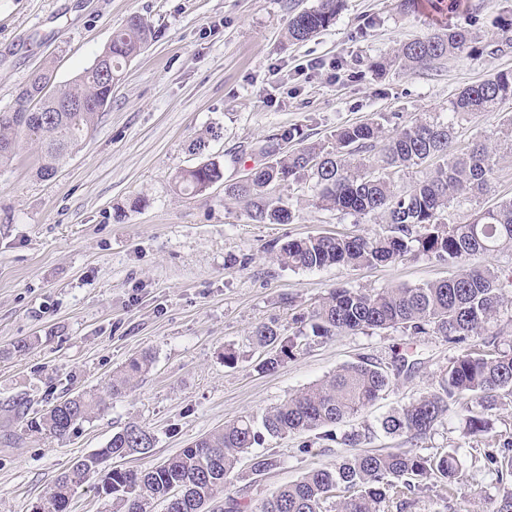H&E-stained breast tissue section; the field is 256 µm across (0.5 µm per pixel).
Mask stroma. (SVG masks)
<instances>
[{
	"label": "stroma",
	"instance_id": "1",
	"mask_svg": "<svg viewBox=\"0 0 512 512\" xmlns=\"http://www.w3.org/2000/svg\"><path fill=\"white\" fill-rule=\"evenodd\" d=\"M318 0H0V107L44 65L52 85L91 66L114 30L133 15L157 37L123 65L112 100L81 148L57 174H37L40 153L24 145L0 170V512H31L53 481L77 460L105 447L134 421L156 442L148 453L115 458L147 471L239 416L261 415L289 394L339 367L370 360L391 364L416 352L412 376L361 415L353 428H373L366 447L393 451L406 438L378 432L398 404L437 383L455 355L432 336L398 331L307 341L294 359L261 373L254 331L288 327L331 289L366 290L448 278L442 262L408 256L357 269L293 270L275 260L279 246L312 235H372L383 218L361 223L318 207L309 185L278 186L292 197V224H255L225 184L254 166L249 148L298 126L309 140L380 113L412 121L439 112L463 87L512 70V47L496 50L512 0H463L455 13L428 4L404 14L398 0H344L335 23L304 43L290 42V18ZM450 24L476 36L475 55L448 56L407 71L376 73L401 42ZM205 139L203 151L190 145ZM220 162L224 179L200 194L176 190L183 169ZM138 208H131L135 198ZM124 216L114 219L116 207ZM30 348L14 352L17 342ZM151 370L108 409L61 439L29 431L16 402L44 409L68 394L104 390L113 372L144 352ZM234 354V364L224 361ZM456 416L423 440L429 450L459 448L472 497L447 512H480L479 491L496 495L493 476L471 463ZM281 466L259 480L250 461L224 495L257 505L276 488L335 462L348 449L322 430L266 441Z\"/></svg>",
	"mask_w": 512,
	"mask_h": 512
}]
</instances>
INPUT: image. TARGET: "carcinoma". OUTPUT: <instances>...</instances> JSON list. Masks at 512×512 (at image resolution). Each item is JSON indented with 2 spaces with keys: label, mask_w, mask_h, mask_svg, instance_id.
<instances>
[{
  "label": "carcinoma",
  "mask_w": 512,
  "mask_h": 512,
  "mask_svg": "<svg viewBox=\"0 0 512 512\" xmlns=\"http://www.w3.org/2000/svg\"><path fill=\"white\" fill-rule=\"evenodd\" d=\"M343 0H319L316 7L293 16L288 37L305 42L334 24ZM156 38L143 18L131 17L112 34V40L93 64L71 82L43 94L50 77L36 72L24 90L0 112V169L11 164L23 143L37 146L42 154L39 175L53 177L62 162L77 150L112 98V86L121 76L123 62L137 55ZM474 37L465 28H443L425 38L403 43L392 59L376 63L381 72L399 63L408 70L427 67L448 55L470 54ZM512 100V71L464 87L448 100L444 112H428L411 124L398 113H381L369 122L340 128L324 142H306L298 127H289L255 143L253 152L263 158L245 181L224 185V193L246 202L256 224H292L296 209L292 199L267 195L271 185L311 180L316 204L361 219L379 213L386 227L372 236L313 235L282 244L276 262L290 269L319 270L332 265L356 268L422 255L453 268L446 279L415 286H396L366 291L336 288L309 315L294 320L296 330L286 335L276 324L255 331L265 349L260 369L277 370L295 356L297 340L309 335L329 337L365 331L401 330L411 335H430L448 344L463 345L440 374L438 387L398 406L379 421L387 435L411 442L426 439L456 408L469 437L489 433L488 416L504 402L512 401V346L499 347L490 326L500 312L512 307V276L466 267L469 256L512 247V197L493 207L479 209L463 224L447 221L448 209L472 203L489 188L501 141L512 143V117L503 121L502 137L474 138L466 150L452 149L455 125L473 113L494 112ZM61 103L82 107L79 112H59ZM297 147L288 150L281 142ZM383 142L376 162L366 154ZM438 163L425 169L409 189L397 188L394 175L419 168L428 160ZM224 177L217 162L184 169L174 177L176 188L202 193ZM153 357L131 360L107 383L112 398L126 393L133 381L147 372ZM415 369L405 357L391 366L377 362L343 365L324 379L289 396L261 416H242L214 430L149 471L116 469V457L147 450L155 437L132 422L112 434L105 447L78 460L32 506L31 512H70L72 493L90 477H99L98 489L121 512H151L153 503L167 504L179 497V512H207L218 489L231 483L243 455L269 438L328 428L327 440L358 448L370 439L368 429H352L342 435L330 431L381 398L396 378ZM105 407L98 394H73L28 417L25 403L17 414L27 419L30 431H46L63 438L79 422ZM483 469L496 483L512 479V436L500 437L483 449ZM280 456L267 450L251 458L256 477L277 469ZM439 482L448 498L467 483L457 449L423 453L419 448L396 452H357L341 456L330 467L309 471L263 499L252 512H404L408 495L421 484ZM486 512H512V489L484 497Z\"/></svg>",
  "instance_id": "cac0c4a2"
}]
</instances>
